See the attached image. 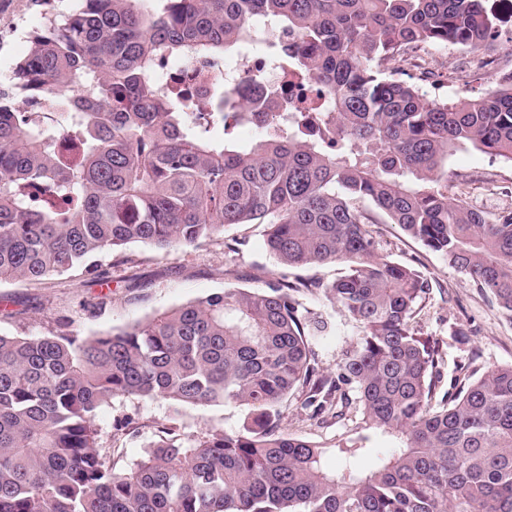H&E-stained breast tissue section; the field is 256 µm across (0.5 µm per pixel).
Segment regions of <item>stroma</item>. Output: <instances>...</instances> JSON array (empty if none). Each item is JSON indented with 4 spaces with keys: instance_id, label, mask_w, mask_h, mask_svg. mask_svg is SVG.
Returning <instances> with one entry per match:
<instances>
[{
    "instance_id": "35a3bbf8",
    "label": "stroma",
    "mask_w": 512,
    "mask_h": 512,
    "mask_svg": "<svg viewBox=\"0 0 512 512\" xmlns=\"http://www.w3.org/2000/svg\"><path fill=\"white\" fill-rule=\"evenodd\" d=\"M76 0H0V89L11 86L13 69L29 51V33L45 15L64 14ZM472 53L459 46L429 50L424 59L432 81L423 82L429 97H478L495 86L505 69L512 67V42L499 40L491 67H472ZM448 193L470 206L494 214L512 212V162L470 148L448 154ZM370 231L379 250L390 259L419 270L431 283L416 327L440 345L438 392L453 390L498 366L512 364V321L494 299L467 276L399 225L374 224ZM94 263L104 273L90 280L75 268L41 281H0V332L14 336H48L59 324L85 338L143 323L187 302L228 288L266 287L281 273L289 277L334 281L342 265L284 269L269 254L264 228L239 224L224 235L198 245L163 253L143 245L124 252H102ZM310 308L337 323L339 333L314 343L318 368L332 374L344 349L355 338L348 320L323 293L307 296ZM282 429L325 448L357 438L359 420H322L306 409L299 396H289L282 407ZM247 414L234 405H190L158 398L123 397L103 407L95 418L104 445L112 449L116 470L126 471L140 462L161 428H174L187 438L208 429L235 432ZM131 420L130 430H118L120 421Z\"/></svg>"
}]
</instances>
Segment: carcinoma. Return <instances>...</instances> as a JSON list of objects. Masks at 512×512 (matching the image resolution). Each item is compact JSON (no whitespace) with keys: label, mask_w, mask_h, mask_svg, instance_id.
Segmentation results:
<instances>
[{"label":"carcinoma","mask_w":512,"mask_h":512,"mask_svg":"<svg viewBox=\"0 0 512 512\" xmlns=\"http://www.w3.org/2000/svg\"><path fill=\"white\" fill-rule=\"evenodd\" d=\"M493 0H79L29 36L0 91V280H41L132 244L173 252L262 224L285 267L343 263L322 282L226 289L144 324L84 339L0 334V512H512V364L437 394L438 345L415 318L430 282L379 252L368 224H397L491 295L512 320V213L448 196V152L512 160V77L477 98H430L398 77L436 46L486 52ZM253 49L311 78L320 108L280 114L281 93L212 90L189 118L172 59ZM48 102L65 125L29 121ZM257 137L239 144L235 129ZM319 289L358 341L336 375L312 343L333 331ZM355 402L369 436L325 449L281 430L298 391L313 414ZM120 397L234 404L242 429L160 441L112 470L95 426Z\"/></svg>","instance_id":"cac0c4a2"}]
</instances>
